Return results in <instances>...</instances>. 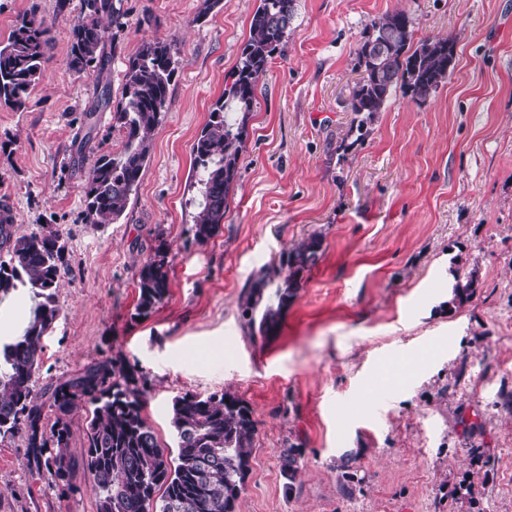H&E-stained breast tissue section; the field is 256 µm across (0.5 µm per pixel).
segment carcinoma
<instances>
[{"label":"carcinoma","instance_id":"obj_1","mask_svg":"<svg viewBox=\"0 0 512 512\" xmlns=\"http://www.w3.org/2000/svg\"><path fill=\"white\" fill-rule=\"evenodd\" d=\"M296 0H259L250 35L231 82L195 138L191 153L200 199L189 229L198 244L220 231L231 192L240 178V160L257 82L287 42ZM83 16L70 30L69 66L77 74L109 69L112 53L102 21L124 25L121 0H82ZM413 22L395 10L368 24L356 49L363 76L354 84L348 134L361 141L368 121L384 111L397 90L417 101L428 99L454 70L455 41L429 38L412 46ZM52 35L45 20L24 14L6 43H0V105L26 107L33 87L49 62ZM179 62L164 38L144 42L129 60L114 119L124 132L121 156L86 152L91 133L75 154L90 164L83 186L84 221L108 224L122 217L149 161L154 133L168 109ZM323 238L312 233L283 251L279 263L251 281L240 299L249 335L268 337L302 287L303 273L317 264ZM68 242L55 228L18 235L0 221V297L27 289L38 299L22 336L0 340V438L22 434L36 467L51 484L72 488L77 470L87 473L97 512H235L246 489L258 436L250 406L226 390L206 397L186 392L172 403L176 451L163 448L143 416L146 376L120 358L86 365L48 389L40 400L35 375L43 340L59 314L58 288L68 271ZM454 299L468 298L473 276H455ZM135 316L145 317L169 293L167 248L160 243L140 267ZM86 417L87 448L81 463L68 456L70 419L81 407ZM300 449L282 450V472L293 480Z\"/></svg>","mask_w":512,"mask_h":512}]
</instances>
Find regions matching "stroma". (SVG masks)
Listing matches in <instances>:
<instances>
[{
    "label": "stroma",
    "mask_w": 512,
    "mask_h": 512,
    "mask_svg": "<svg viewBox=\"0 0 512 512\" xmlns=\"http://www.w3.org/2000/svg\"><path fill=\"white\" fill-rule=\"evenodd\" d=\"M81 0H0V41L35 12L50 61L25 110L0 109V212L17 234L68 239L60 315L37 388L105 357L146 374L143 415L174 443L175 396L231 391L258 422L236 512H512V0H296L282 54L260 77L240 179L220 232L190 233L199 191L192 144L249 37L257 0H122L107 72L76 74L69 31ZM393 10L414 38L448 36L456 67L427 100L396 93L364 142L340 150L370 20ZM171 39L180 69L150 161L123 216L83 220L88 165L72 146L98 92L122 95L143 42ZM320 261L269 337H250L239 300L308 234ZM165 242L169 294L135 315L137 273ZM474 273L453 300V270ZM300 448L288 480L280 453ZM354 481H345V474ZM60 497L25 439L0 441V512H96L84 474Z\"/></svg>",
    "instance_id": "stroma-1"
}]
</instances>
